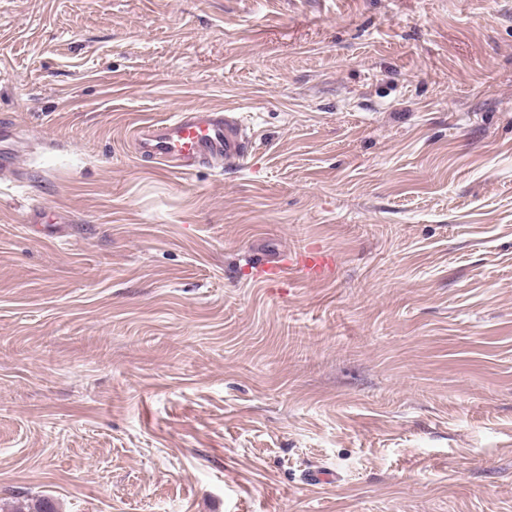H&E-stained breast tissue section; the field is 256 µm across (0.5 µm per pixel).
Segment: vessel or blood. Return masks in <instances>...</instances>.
Segmentation results:
<instances>
[{
    "instance_id": "b4317fda",
    "label": "vessel or blood",
    "mask_w": 512,
    "mask_h": 512,
    "mask_svg": "<svg viewBox=\"0 0 512 512\" xmlns=\"http://www.w3.org/2000/svg\"><path fill=\"white\" fill-rule=\"evenodd\" d=\"M16 125L0 120V172L16 170L20 154L16 148ZM136 160L158 166L170 173L187 174L201 167L233 168L243 165L255 146L239 113L221 109H191L162 119L144 120L131 129ZM327 260L304 249L281 263L259 266L266 280L298 275L305 279L322 276Z\"/></svg>"
}]
</instances>
